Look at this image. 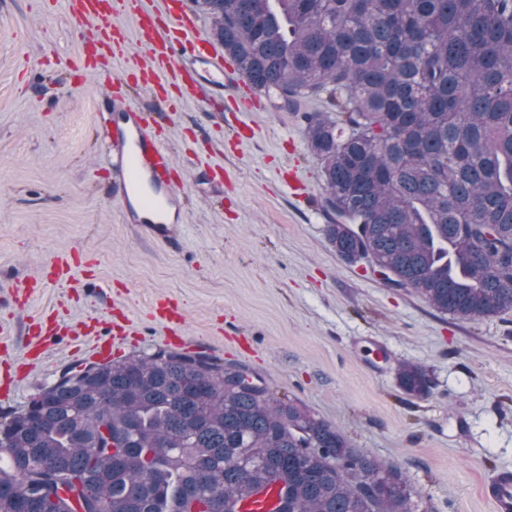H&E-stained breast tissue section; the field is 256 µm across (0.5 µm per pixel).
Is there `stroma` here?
I'll return each instance as SVG.
<instances>
[{
  "instance_id": "stroma-1",
  "label": "stroma",
  "mask_w": 512,
  "mask_h": 512,
  "mask_svg": "<svg viewBox=\"0 0 512 512\" xmlns=\"http://www.w3.org/2000/svg\"><path fill=\"white\" fill-rule=\"evenodd\" d=\"M90 26L55 0H0V324L11 326L0 411L26 405L84 360L69 337L25 359L26 326L56 311L68 328L130 318L124 354L164 346L157 305L183 317L184 349L245 365L273 398L307 407L351 447L401 469L418 512H493L480 493L512 469V310L459 320L342 260L328 241L322 169L302 112L262 98L256 112L170 98L172 184L185 199L166 237L126 223L104 171L98 115L125 81L127 54L84 71ZM252 139L230 145L238 126ZM221 166L219 181L205 180ZM306 186L292 194L290 176ZM72 285L45 282L58 254ZM30 285L27 303L12 292ZM426 369L427 395L398 385L401 362Z\"/></svg>"
}]
</instances>
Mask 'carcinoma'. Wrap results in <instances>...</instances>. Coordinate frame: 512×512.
<instances>
[{"instance_id":"obj_1","label":"carcinoma","mask_w":512,"mask_h":512,"mask_svg":"<svg viewBox=\"0 0 512 512\" xmlns=\"http://www.w3.org/2000/svg\"><path fill=\"white\" fill-rule=\"evenodd\" d=\"M258 91L302 114L329 243L474 320L512 308V0H193ZM423 396L430 379L399 365ZM0 412V512H416L378 464L246 367L159 348L68 368Z\"/></svg>"}]
</instances>
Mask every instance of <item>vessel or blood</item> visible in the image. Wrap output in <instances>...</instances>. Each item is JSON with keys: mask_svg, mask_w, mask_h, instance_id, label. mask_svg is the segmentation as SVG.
I'll use <instances>...</instances> for the list:
<instances>
[{"mask_svg": "<svg viewBox=\"0 0 512 512\" xmlns=\"http://www.w3.org/2000/svg\"><path fill=\"white\" fill-rule=\"evenodd\" d=\"M65 9L70 18L98 23L84 58L89 71H96L99 57L125 53L122 22L130 19L148 56L130 58L129 68L139 73V87L158 100L167 99L173 90L188 99L212 101L223 96L227 87L242 85L234 67L201 36V20L184 0H176L164 16L150 8L147 0H65ZM115 110L118 119L105 121L101 136L125 203V217L129 223L145 225L156 236H165L169 225L179 221L181 202L170 180L174 162L159 133L160 115L122 100ZM130 326L127 319L110 324L107 336L92 346L91 357L102 362L111 359L113 347L123 344ZM59 333L56 315L40 317L27 336L29 354H41L44 344ZM482 494L494 512H512V471L500 470L483 485Z\"/></svg>", "mask_w": 512, "mask_h": 512, "instance_id": "b4317fda", "label": "vessel or blood"}]
</instances>
